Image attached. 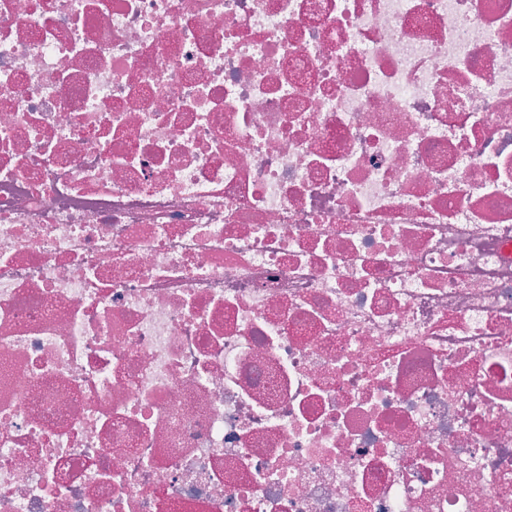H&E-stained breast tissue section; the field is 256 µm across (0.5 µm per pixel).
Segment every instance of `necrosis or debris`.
Masks as SVG:
<instances>
[{
	"label": "necrosis or debris",
	"mask_w": 512,
	"mask_h": 512,
	"mask_svg": "<svg viewBox=\"0 0 512 512\" xmlns=\"http://www.w3.org/2000/svg\"><path fill=\"white\" fill-rule=\"evenodd\" d=\"M0 512H512V0H0Z\"/></svg>",
	"instance_id": "1"
}]
</instances>
